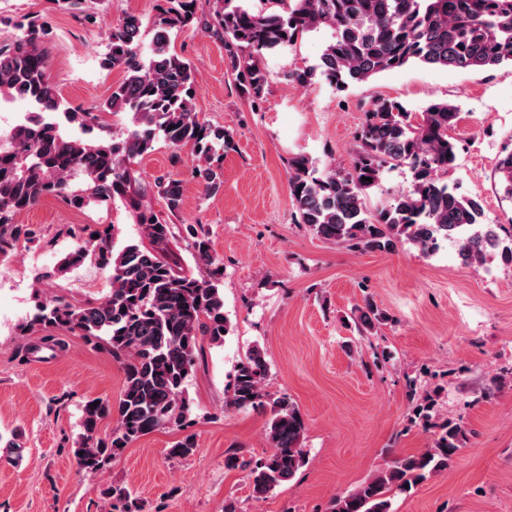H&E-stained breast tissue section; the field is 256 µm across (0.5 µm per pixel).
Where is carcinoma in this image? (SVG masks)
<instances>
[{"label": "carcinoma", "mask_w": 512, "mask_h": 512, "mask_svg": "<svg viewBox=\"0 0 512 512\" xmlns=\"http://www.w3.org/2000/svg\"><path fill=\"white\" fill-rule=\"evenodd\" d=\"M55 9L88 24L97 21L94 5L105 0H52ZM149 53L140 45L142 18L127 14L107 33L103 70H119L123 80L91 112L70 106L47 77L45 28L39 17L23 15L19 31L0 41V101L24 100L30 111L23 122L0 134V254L35 241L18 217L46 197L77 210L109 205L120 197L135 214L144 235L161 243L172 225L131 192L137 181L135 160L159 138L188 148L196 164L192 176L206 195L221 185L224 150L233 134L199 118L195 108V68L176 51L172 34L200 29L224 45L231 75L252 103L266 101L265 55L292 45L321 27L332 30L319 63L289 74L307 87L319 78L340 91L386 72L420 63L458 71L490 70L512 65V0H266L254 10L245 0H212L208 14L197 15V0H156ZM129 112L133 128L116 140L96 142L66 137L58 117L84 128L103 127L102 114ZM459 120L458 106L432 102L420 120L401 103L373 100L354 134L347 168L317 174L305 155L288 162V185L297 223L317 236L353 251L391 252L410 243L422 252L439 242L454 243L463 265L480 264L488 250L512 266V230L483 223L478 198L459 196L443 180L457 159L449 131ZM408 168L410 187L374 211L364 196L384 172ZM495 171L512 196V151L500 157ZM167 213L183 204V183L156 179ZM194 256L207 274L196 276L158 253L129 244L114 249V226L96 229L78 241L60 261L58 271L96 263L109 273L111 288L103 298L73 303L58 295L37 299L32 316L20 327L82 337L107 352L121 367L124 383L117 405L96 397L81 406V432L72 443L79 470L97 472L130 443L159 429L181 427L190 412L184 385L205 346H220L230 323L219 282L223 265L213 255L202 230L189 229ZM383 316L372 305L360 311L362 331ZM269 364L254 346L237 366L227 390V405L267 416L270 450L250 468L252 494L263 499L290 481L306 464L304 425L297 406L266 389ZM115 427L100 435L101 423ZM461 429L441 427L431 448L406 455L374 473L355 489L333 500L332 512H391V496L408 494L427 476L448 469L460 449ZM188 434L169 449L172 458L195 454ZM111 512H142L125 486L103 489Z\"/></svg>", "instance_id": "cac0c4a2"}]
</instances>
